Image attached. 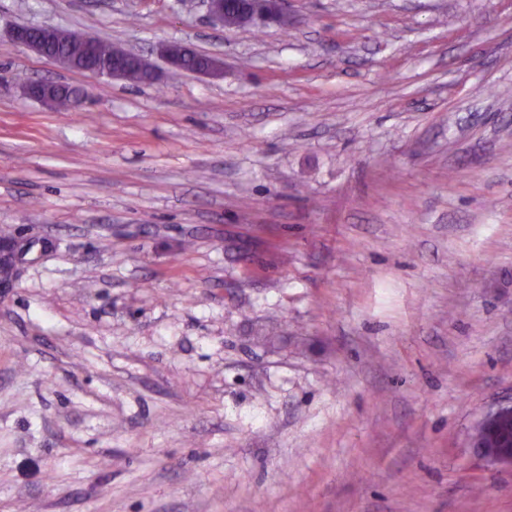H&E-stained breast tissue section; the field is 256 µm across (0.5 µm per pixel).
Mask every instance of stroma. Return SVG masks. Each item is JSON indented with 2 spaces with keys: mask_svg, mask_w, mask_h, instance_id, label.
Segmentation results:
<instances>
[{
  "mask_svg": "<svg viewBox=\"0 0 512 512\" xmlns=\"http://www.w3.org/2000/svg\"><path fill=\"white\" fill-rule=\"evenodd\" d=\"M191 2L0 0V512H512L470 448L512 399V0ZM246 5L247 17L251 25L263 27L275 23L281 27L290 22L284 10V0H239ZM56 31L59 32L48 42V52L54 56L67 58L71 67L75 70H79L83 67V59L80 52L82 43L87 39H96L84 38L85 36L79 33L65 32L56 28L33 25H17L13 27L10 32V37L13 43L27 48L37 56L66 66L67 61L65 59L54 60L48 56L46 43L41 37L42 34ZM96 41L99 45V60L101 62L112 61V63L110 65H101L97 62L95 44L91 41H87L83 47V57L86 68L81 70L82 73L95 78L107 77L124 79L129 67L132 66L145 72L148 76V81L152 82L155 80L156 73L154 69L139 54L126 51L125 54L112 58L113 55L121 54L124 51L99 40ZM191 48L181 43H169L162 47V55L168 66L176 71H189L185 62ZM68 88L65 85L43 82H31L25 86V91L30 97L43 102L46 105L55 106L63 103H76L79 101L78 94L67 96L63 89ZM21 251L16 250L14 243L9 239H0V265H6L9 268V276L0 280V294L14 288L16 273L15 265L18 262Z\"/></svg>",
  "mask_w": 512,
  "mask_h": 512,
  "instance_id": "stroma-1",
  "label": "stroma"
}]
</instances>
